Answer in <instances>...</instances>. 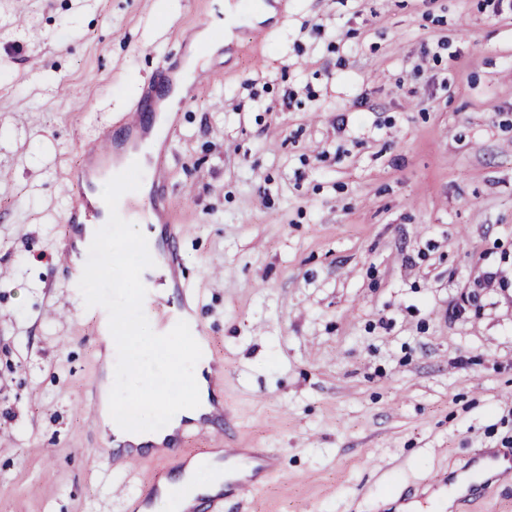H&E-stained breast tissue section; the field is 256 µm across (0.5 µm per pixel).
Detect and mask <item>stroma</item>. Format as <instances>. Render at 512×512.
<instances>
[{
    "label": "stroma",
    "mask_w": 512,
    "mask_h": 512,
    "mask_svg": "<svg viewBox=\"0 0 512 512\" xmlns=\"http://www.w3.org/2000/svg\"><path fill=\"white\" fill-rule=\"evenodd\" d=\"M0 0V512H125L85 407L103 366L53 255L60 183L209 12L217 45L161 173L224 359L233 448L276 468L228 512H383L512 455V15L483 0ZM145 256L88 297L134 283ZM453 512H512L504 476Z\"/></svg>",
    "instance_id": "1"
}]
</instances>
